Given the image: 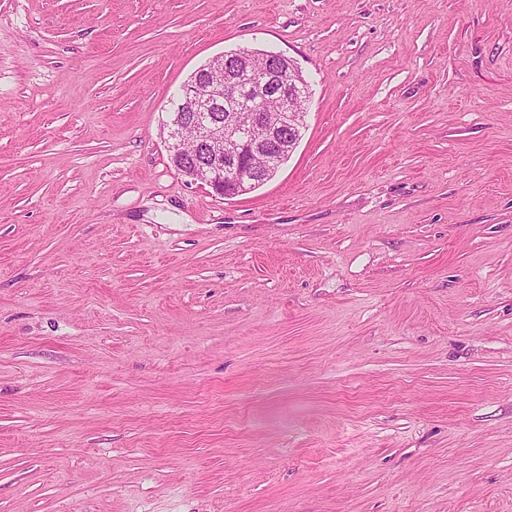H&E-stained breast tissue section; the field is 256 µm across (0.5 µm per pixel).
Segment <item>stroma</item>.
<instances>
[{
    "mask_svg": "<svg viewBox=\"0 0 512 512\" xmlns=\"http://www.w3.org/2000/svg\"><path fill=\"white\" fill-rule=\"evenodd\" d=\"M239 48L312 97L226 199ZM0 512H512V0H0ZM256 58L263 63L256 64ZM200 71L202 78L188 82L178 106L166 112L162 133L169 156L185 155L184 133L189 128L202 151L201 158L182 159L185 177L208 185L224 198L246 194L258 181L252 160L260 159L261 170L270 177L283 157L297 148L308 112L309 88L300 68L283 53L240 48L231 58L213 57ZM284 71L288 77L282 75ZM222 105L224 123L210 114ZM239 112H252L253 124H243ZM267 112L276 116L270 118ZM259 124L266 130L262 138L251 133L253 125Z\"/></svg>",
    "mask_w": 512,
    "mask_h": 512,
    "instance_id": "1",
    "label": "stroma"
}]
</instances>
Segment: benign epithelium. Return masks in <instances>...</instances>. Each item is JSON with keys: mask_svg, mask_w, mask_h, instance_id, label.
<instances>
[{"mask_svg": "<svg viewBox=\"0 0 512 512\" xmlns=\"http://www.w3.org/2000/svg\"><path fill=\"white\" fill-rule=\"evenodd\" d=\"M308 94L302 71L282 53L241 48L231 58L213 57L201 76L188 82L177 107L162 125L171 156H184L186 130L201 145V157L184 160L185 177L224 198L246 194L257 184L252 161L270 177L294 152L305 125ZM224 109V122L211 112Z\"/></svg>", "mask_w": 512, "mask_h": 512, "instance_id": "benign-epithelium-1", "label": "benign epithelium"}]
</instances>
